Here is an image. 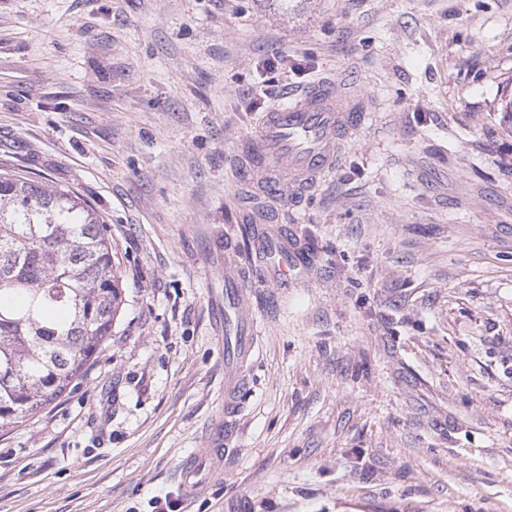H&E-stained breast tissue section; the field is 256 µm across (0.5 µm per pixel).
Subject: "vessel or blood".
I'll return each instance as SVG.
<instances>
[{
  "label": "vessel or blood",
  "instance_id": "b4317fda",
  "mask_svg": "<svg viewBox=\"0 0 512 512\" xmlns=\"http://www.w3.org/2000/svg\"><path fill=\"white\" fill-rule=\"evenodd\" d=\"M368 113L341 94L332 81H318L305 89L287 94L261 119L252 146L246 152L252 170L273 165L281 179H263L269 195L298 190L331 169L336 162L344 133L365 125ZM263 262L273 280L302 263L301 255L290 245L262 241ZM224 439L232 441V421L240 408V395L247 383V370L256 352L255 320L250 308L249 289L236 286L234 278L224 280ZM224 451L200 448L181 462L183 487L194 492L223 471Z\"/></svg>",
  "mask_w": 512,
  "mask_h": 512
}]
</instances>
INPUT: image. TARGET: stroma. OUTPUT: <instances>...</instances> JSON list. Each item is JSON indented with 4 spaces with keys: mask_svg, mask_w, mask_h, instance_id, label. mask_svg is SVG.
<instances>
[{
    "mask_svg": "<svg viewBox=\"0 0 512 512\" xmlns=\"http://www.w3.org/2000/svg\"><path fill=\"white\" fill-rule=\"evenodd\" d=\"M326 78L370 119L298 199L256 194L261 113ZM510 102L512 0H0V172L91 205L125 290L78 383L0 430V512H512ZM259 208L287 286L249 276ZM228 271L260 350L190 496ZM266 270L271 271L274 281L282 284L281 275L287 269L294 270L302 264L301 255L288 243L274 244L264 239L260 244Z\"/></svg>",
    "mask_w": 512,
    "mask_h": 512,
    "instance_id": "stroma-1",
    "label": "stroma"
}]
</instances>
